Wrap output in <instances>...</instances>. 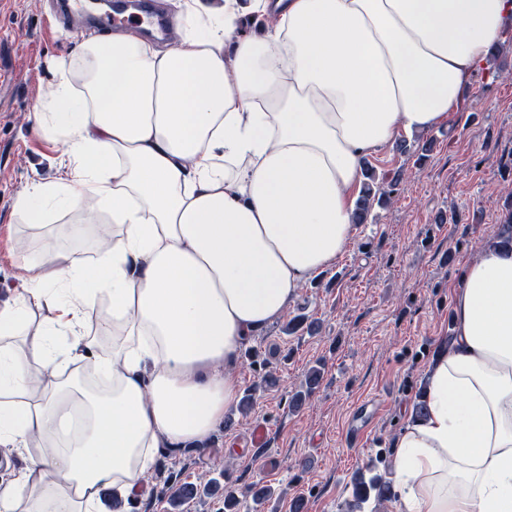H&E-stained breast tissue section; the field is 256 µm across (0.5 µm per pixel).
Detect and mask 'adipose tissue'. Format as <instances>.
Instances as JSON below:
<instances>
[{"mask_svg": "<svg viewBox=\"0 0 512 512\" xmlns=\"http://www.w3.org/2000/svg\"><path fill=\"white\" fill-rule=\"evenodd\" d=\"M180 19L163 53L133 30L82 43L36 115L65 162L17 210L112 221L53 225L94 237L95 265L22 254L0 305V446L24 460L0 512H98L154 449L207 448L244 347L353 239L364 159L447 122L512 0H183ZM453 317L395 443V512H512V250L481 246Z\"/></svg>", "mask_w": 512, "mask_h": 512, "instance_id": "ef3b65f1", "label": "adipose tissue"}]
</instances>
